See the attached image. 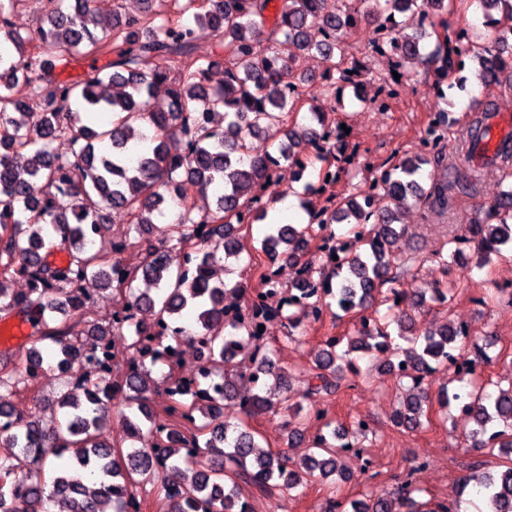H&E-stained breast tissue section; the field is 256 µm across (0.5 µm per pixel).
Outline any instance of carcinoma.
<instances>
[{
	"label": "carcinoma",
	"instance_id": "1",
	"mask_svg": "<svg viewBox=\"0 0 512 512\" xmlns=\"http://www.w3.org/2000/svg\"><path fill=\"white\" fill-rule=\"evenodd\" d=\"M27 2L0 0V319L18 314L34 329L20 362L0 360V417L13 421L11 430L0 433V512H15L20 491L29 512H50L56 503L65 512H107L108 506L112 512H143L152 491L162 496L167 512H241L244 485L274 496L343 481L346 441L368 438L370 428L361 419L340 427L325 409L304 414L289 393L297 382L307 398L338 394L349 387L347 374H359L354 354L384 349L396 361L381 374L399 387L409 382L393 425L416 431L430 420L433 403L447 410L467 394L463 439L504 462L494 474L473 462L461 487L482 499L486 512H512V382L504 388L482 378L483 367L493 361L491 344L471 329L447 319L436 330L414 332L409 307L429 301L447 308L459 282L440 283L429 296L414 292L400 304L382 295L385 284L419 262L399 250L405 235L401 211L423 201L448 209L447 179L428 192L421 185L424 166L440 162L448 112L435 113L415 153L368 182L385 200L379 212H365L361 190L337 207L312 213L306 224L269 228L261 250L297 267L289 287L271 265L259 274L258 287L231 286L215 280V265L224 263L227 273L242 261L231 229L263 218L258 204L264 182L293 167L311 168L327 180L336 158L329 146L335 120L314 105L310 116H300L301 96L286 93L291 82L317 86L321 94L329 86L293 74L275 45L259 49L270 0H140L137 15L112 11L101 35L103 23L91 0L69 6L59 0L35 32L23 33L10 17ZM479 2L484 13L498 11L507 20L485 36L474 35L469 48V56L481 60L480 84L498 86L512 70V54L502 52L512 40V0ZM397 12L438 17L448 12V0H282L276 33L289 47L319 53L340 82L352 84L353 67L335 54L360 14L385 18L387 42L406 58L422 57L421 42L436 23L410 35L388 26ZM201 27L219 39V54H199ZM90 52L108 60L80 81L61 78L60 69ZM452 55L460 50L446 35L433 54L439 63L435 81L448 76ZM216 67L224 68V81L213 86L209 73ZM476 107L480 115L457 152L463 174L453 183L466 195L490 167L512 178V135L493 157L473 160L495 117L492 103ZM258 134L280 140L279 156L248 153V139ZM309 147L318 155H307ZM33 180L44 182L43 197L31 194ZM186 180L198 187V198L183 200L179 187ZM167 197L176 218L158 225L153 216H165ZM115 209L130 218L128 238L119 247L104 236ZM342 222L351 224L354 238L347 246L328 231ZM316 239L323 245L313 258ZM473 241L479 269L512 248V186L478 207L474 222L449 239L450 257ZM126 250L140 260L116 284L112 259ZM56 251L67 252L65 265L49 261ZM93 287L112 290L115 310L100 321L89 308ZM384 304L388 311L382 315ZM334 305L355 316V334L325 337L298 369L279 366L259 326L276 321L283 339L298 342L302 321L316 322ZM186 314L195 320L193 329L175 336L155 332V325ZM185 339L206 346L208 371L222 386L218 396L203 397L194 380L177 372L168 349ZM117 342L128 353L127 371L118 377L106 359ZM450 357L462 360L469 378L433 398L422 387L423 376ZM76 360L83 361L82 375L63 378L56 400L63 417L46 416L36 395L23 415L5 408L11 396L37 386L32 371ZM159 361L168 372L157 384L147 364ZM157 393L166 399L160 412L150 407ZM229 403L237 408L234 422L224 414ZM275 404L287 413L292 440L303 437L304 422L320 425L298 462L279 449H263L250 426ZM116 409L130 441L124 449L98 439ZM88 473L100 481L86 484ZM420 492L407 481L394 499L337 500L328 512H456L453 503L416 499Z\"/></svg>",
	"mask_w": 512,
	"mask_h": 512
}]
</instances>
